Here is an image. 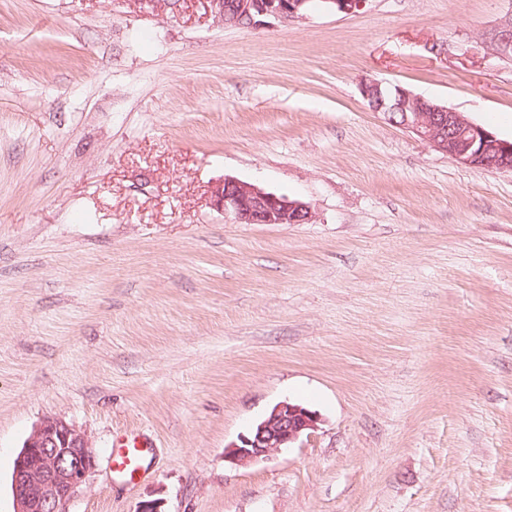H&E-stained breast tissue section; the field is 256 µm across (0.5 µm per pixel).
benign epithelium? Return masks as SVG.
Instances as JSON below:
<instances>
[{
    "mask_svg": "<svg viewBox=\"0 0 512 512\" xmlns=\"http://www.w3.org/2000/svg\"><path fill=\"white\" fill-rule=\"evenodd\" d=\"M309 0H210L216 16L226 25L257 29L270 21L286 24L305 16ZM325 7L343 13L359 9L365 0H323ZM492 49L512 56V17L496 30ZM372 111L389 116L391 122L414 133L435 150L456 162L512 173V141L498 138L462 113L425 100L395 87V92L377 80L361 86ZM214 205L234 215L240 224H304L312 219L309 203L268 191L254 183L226 178L213 190ZM316 412L290 401H280L247 433L224 451V461L246 465L288 448L315 430ZM96 457L87 436L74 426L47 419L26 439L12 477L17 512H66V506L88 474Z\"/></svg>",
    "mask_w": 512,
    "mask_h": 512,
    "instance_id": "7a95c632",
    "label": "benign epithelium"
}]
</instances>
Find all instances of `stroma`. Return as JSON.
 <instances>
[{
  "mask_svg": "<svg viewBox=\"0 0 512 512\" xmlns=\"http://www.w3.org/2000/svg\"><path fill=\"white\" fill-rule=\"evenodd\" d=\"M512 0L224 24L207 0H0V512L47 419L67 512H512V174L369 110L376 79L512 140ZM310 203L240 224L224 178ZM317 430L224 449L275 403ZM146 438L122 482L112 441ZM22 448L12 477L17 512H66L96 466L87 436L62 420L47 419Z\"/></svg>",
  "mask_w": 512,
  "mask_h": 512,
  "instance_id": "1",
  "label": "stroma"
}]
</instances>
